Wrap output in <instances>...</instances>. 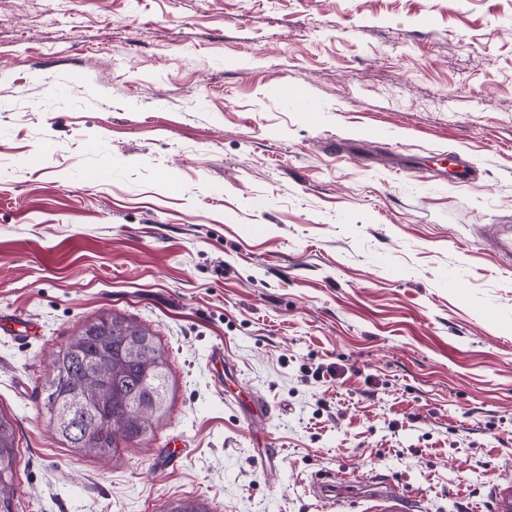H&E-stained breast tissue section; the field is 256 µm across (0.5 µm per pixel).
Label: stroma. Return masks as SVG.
<instances>
[{
  "mask_svg": "<svg viewBox=\"0 0 512 512\" xmlns=\"http://www.w3.org/2000/svg\"><path fill=\"white\" fill-rule=\"evenodd\" d=\"M448 157L481 178L449 184ZM506 224L512 0H0V317L33 328L0 333L19 512H384L375 478L409 512H496ZM105 311L171 366L153 441L107 463L38 403Z\"/></svg>",
  "mask_w": 512,
  "mask_h": 512,
  "instance_id": "obj_1",
  "label": "stroma"
}]
</instances>
